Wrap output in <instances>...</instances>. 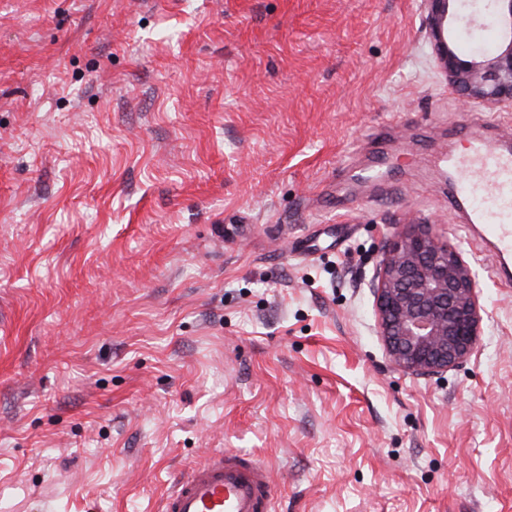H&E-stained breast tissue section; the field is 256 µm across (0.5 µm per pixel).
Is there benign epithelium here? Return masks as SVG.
I'll return each instance as SVG.
<instances>
[{
    "mask_svg": "<svg viewBox=\"0 0 512 512\" xmlns=\"http://www.w3.org/2000/svg\"><path fill=\"white\" fill-rule=\"evenodd\" d=\"M507 45L494 55L467 54L457 34L475 22L454 0H424L443 72L468 99L512 101V0H492ZM371 288L390 360L418 375L448 371L469 359L482 322L475 270L458 248L410 229L384 251Z\"/></svg>",
    "mask_w": 512,
    "mask_h": 512,
    "instance_id": "benign-epithelium-1",
    "label": "benign epithelium"
}]
</instances>
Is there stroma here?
Listing matches in <instances>:
<instances>
[{"label": "stroma", "instance_id": "obj_1", "mask_svg": "<svg viewBox=\"0 0 512 512\" xmlns=\"http://www.w3.org/2000/svg\"><path fill=\"white\" fill-rule=\"evenodd\" d=\"M460 8L462 49L504 48ZM477 115L512 135L422 0H0V512H156L215 449L274 512H512V288L437 162ZM412 224L478 275L437 376L375 313Z\"/></svg>", "mask_w": 512, "mask_h": 512}]
</instances>
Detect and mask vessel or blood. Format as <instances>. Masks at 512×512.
Segmentation results:
<instances>
[{
  "mask_svg": "<svg viewBox=\"0 0 512 512\" xmlns=\"http://www.w3.org/2000/svg\"><path fill=\"white\" fill-rule=\"evenodd\" d=\"M465 151L447 156L451 207L494 249V275L512 285V147L493 136L468 135ZM267 469L223 449L174 475L160 512H271Z\"/></svg>",
  "mask_w": 512,
  "mask_h": 512,
  "instance_id": "vessel-or-blood-1",
  "label": "vessel or blood"
}]
</instances>
